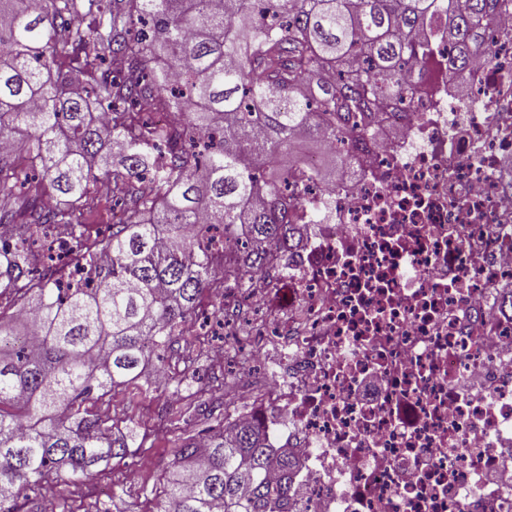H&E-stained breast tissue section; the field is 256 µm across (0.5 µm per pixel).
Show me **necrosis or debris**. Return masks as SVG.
Wrapping results in <instances>:
<instances>
[{
    "label": "necrosis or debris",
    "mask_w": 512,
    "mask_h": 512,
    "mask_svg": "<svg viewBox=\"0 0 512 512\" xmlns=\"http://www.w3.org/2000/svg\"><path fill=\"white\" fill-rule=\"evenodd\" d=\"M428 41L426 90L290 208L274 280L225 297L260 324L235 377H270L226 417L295 460L291 512H512V10L460 79Z\"/></svg>",
    "instance_id": "obj_1"
}]
</instances>
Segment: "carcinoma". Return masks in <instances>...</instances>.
Returning a JSON list of instances; mask_svg holds the SVG:
<instances>
[{"label":"carcinoma","mask_w":512,"mask_h":512,"mask_svg":"<svg viewBox=\"0 0 512 512\" xmlns=\"http://www.w3.org/2000/svg\"><path fill=\"white\" fill-rule=\"evenodd\" d=\"M509 0H0V512L142 447L114 397L171 346L204 291L245 289L290 248L296 138L365 142L377 111L424 82L416 35L448 36L459 75ZM91 17L93 47L81 21ZM181 112L179 126L151 124ZM118 154L123 169H112ZM126 220L103 237V200ZM222 230L201 245L196 226ZM167 249L158 251L160 237ZM289 457L257 425L190 436L163 512H285Z\"/></svg>","instance_id":"carcinoma-1"}]
</instances>
